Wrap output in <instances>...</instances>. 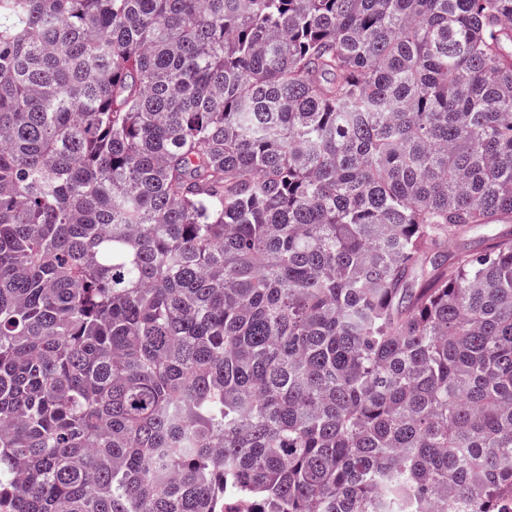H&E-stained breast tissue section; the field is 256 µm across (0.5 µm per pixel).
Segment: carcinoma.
Masks as SVG:
<instances>
[{"instance_id": "1", "label": "carcinoma", "mask_w": 512, "mask_h": 512, "mask_svg": "<svg viewBox=\"0 0 512 512\" xmlns=\"http://www.w3.org/2000/svg\"><path fill=\"white\" fill-rule=\"evenodd\" d=\"M512 0H0V512H512Z\"/></svg>"}]
</instances>
